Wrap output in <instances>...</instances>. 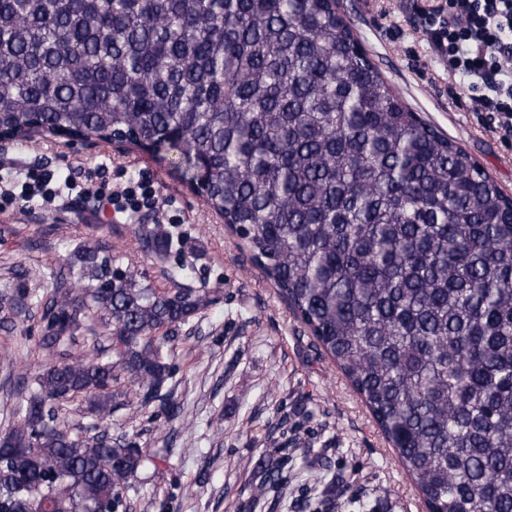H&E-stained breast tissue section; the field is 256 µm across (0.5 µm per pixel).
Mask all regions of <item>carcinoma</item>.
<instances>
[{
	"instance_id": "carcinoma-1",
	"label": "carcinoma",
	"mask_w": 512,
	"mask_h": 512,
	"mask_svg": "<svg viewBox=\"0 0 512 512\" xmlns=\"http://www.w3.org/2000/svg\"><path fill=\"white\" fill-rule=\"evenodd\" d=\"M337 0H0V135L148 146L205 187L368 408L429 512H512V197L404 103ZM169 250L161 228L146 234ZM94 238L35 294L59 360L0 431V512H119L150 461L55 424L114 371L166 401L158 292ZM95 309L112 351H77ZM279 466L254 487L276 484Z\"/></svg>"
}]
</instances>
